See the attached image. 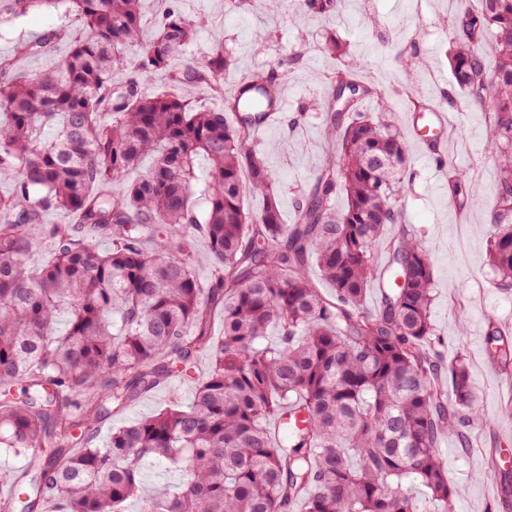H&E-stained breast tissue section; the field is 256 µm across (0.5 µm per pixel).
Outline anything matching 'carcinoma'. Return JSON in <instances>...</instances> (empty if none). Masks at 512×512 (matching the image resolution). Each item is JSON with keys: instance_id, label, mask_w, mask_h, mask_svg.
<instances>
[{"instance_id": "carcinoma-1", "label": "carcinoma", "mask_w": 512, "mask_h": 512, "mask_svg": "<svg viewBox=\"0 0 512 512\" xmlns=\"http://www.w3.org/2000/svg\"><path fill=\"white\" fill-rule=\"evenodd\" d=\"M302 2L329 17L338 0ZM467 2L448 32L450 66L490 115L489 259L498 285L511 288L512 0ZM177 3L167 0L145 42L141 0H0V23L62 5L83 30L50 72L21 74L0 59V180L11 183L0 196V451L27 460L4 508L127 512L138 498L143 512H288L298 501L303 512H416L408 482L449 504L457 492L439 442L455 432L468 445L481 417L466 359L446 365L437 350L428 249L401 226L408 147L390 102L356 66L336 69L330 159L298 199L297 223L285 224L246 110L254 90L268 103L282 83L255 72L240 95H224L231 61L221 50L171 69L196 33ZM488 37L493 68L480 48ZM67 38L50 29L16 54L41 56ZM140 41L131 64L126 50ZM128 67L132 77L112 80ZM163 72L185 93L146 91ZM200 87L224 96V107L195 106ZM368 98L379 111L362 110ZM247 194L262 198L258 213L245 209ZM450 194L472 201L465 175H453ZM58 210L73 224L51 228L43 259L45 217ZM84 228L111 249L99 251ZM195 229L218 269L208 288L194 271ZM380 244L388 287L367 310ZM312 263L331 295L310 282ZM214 307L224 314L218 338ZM272 326L280 337L268 346ZM201 352L210 366L191 405L175 401L93 446L102 420L174 372L194 371ZM488 354L511 366L512 337L491 328ZM285 415L274 442L268 424ZM154 464L178 475L176 492L150 488Z\"/></svg>"}]
</instances>
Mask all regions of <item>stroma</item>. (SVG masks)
Listing matches in <instances>:
<instances>
[{"label":"stroma","mask_w":512,"mask_h":512,"mask_svg":"<svg viewBox=\"0 0 512 512\" xmlns=\"http://www.w3.org/2000/svg\"><path fill=\"white\" fill-rule=\"evenodd\" d=\"M182 12L200 20L197 34L181 58L203 61L223 50L233 66L225 88L257 69L282 73L289 110L276 130L252 136L268 152L267 163L278 180L282 221L294 223L296 201L325 167L324 129L331 103L332 76L338 61L321 50L325 33L335 34L350 57L363 63L365 79L380 84L394 106L392 118L407 132L403 112L411 100L449 102L454 107L455 149L451 165L442 169L409 150V176L402 193L401 221L422 238L434 265L436 298L432 319L445 361L466 356L476 407L482 423L468 431L469 447L458 437L444 436L439 451L448 463V482L459 494L449 506L429 502L424 489L412 486L419 512H512L504 485H512V374L494 364L486 336L491 327L512 334V288L496 283L489 262L486 220L494 199V163L485 151L489 133L486 112L470 107L455 85L450 69L448 0H342L329 18L306 13L301 0H181ZM79 33L74 15L36 11L0 24V58H11L21 73L50 68L65 54L21 58L19 40L49 28ZM415 55L420 67H403ZM465 170L474 200L465 219H458L447 178ZM194 382L175 377L140 398L123 414L103 421L94 443L103 446L113 427L166 407L171 400L189 402Z\"/></svg>","instance_id":"1"}]
</instances>
